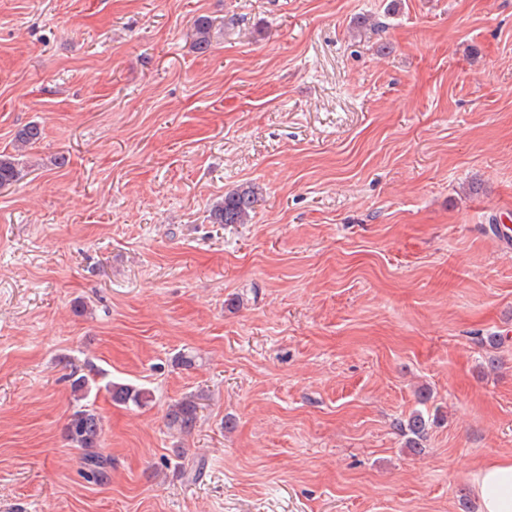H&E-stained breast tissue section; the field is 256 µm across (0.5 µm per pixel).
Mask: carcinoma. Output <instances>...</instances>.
Segmentation results:
<instances>
[{"label":"carcinoma","mask_w":512,"mask_h":512,"mask_svg":"<svg viewBox=\"0 0 512 512\" xmlns=\"http://www.w3.org/2000/svg\"><path fill=\"white\" fill-rule=\"evenodd\" d=\"M211 46V23L206 17H199L194 22V47L206 52ZM42 138V129L31 124L20 129L14 138L15 153H0V187L14 184L23 177L20 157L28 145L37 143ZM258 202V193L252 186L240 187L224 194V201L216 204L210 211L214 224H247ZM71 389L79 405L73 410L65 426V438L74 448L82 451L84 478L93 483L108 479L112 467L111 457L100 451V438L103 430L102 418L88 406L81 404L89 391V378L86 374H71ZM111 391L112 401L118 404L132 402L142 405L149 400L150 392L134 386L116 382L106 384ZM167 425L181 435H189L198 421V402L195 397H185L172 404L166 414ZM407 433V446L412 451L421 450V441L425 438L427 421L424 415L416 411L403 424Z\"/></svg>","instance_id":"obj_1"}]
</instances>
